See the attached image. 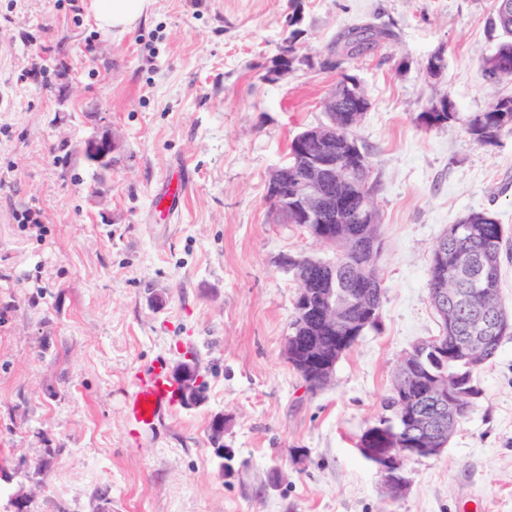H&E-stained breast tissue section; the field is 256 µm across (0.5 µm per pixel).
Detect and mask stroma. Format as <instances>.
Wrapping results in <instances>:
<instances>
[{
  "label": "stroma",
  "mask_w": 512,
  "mask_h": 512,
  "mask_svg": "<svg viewBox=\"0 0 512 512\" xmlns=\"http://www.w3.org/2000/svg\"><path fill=\"white\" fill-rule=\"evenodd\" d=\"M88 5L0 0V512H512V336L444 453L406 462L402 494L357 447L388 416L404 354L441 333L440 236L471 211L512 231V133L480 146L462 124L415 121L445 97L467 116L512 96L482 75L493 0H152L121 36ZM362 23L387 39L333 53ZM292 33L291 69L268 78ZM345 73L370 103L355 136L377 181L384 298L312 393L284 355L299 289L287 259L333 251L277 215L267 185L291 139L327 123ZM106 130L104 170L80 148ZM174 179L180 202L161 212ZM30 210L40 225L22 223ZM189 351L206 402L132 427L142 372ZM226 428V418L220 416L214 418L211 423V439L216 445L215 454L218 458L222 459L221 472L224 475V472L229 473L232 470L231 461L234 458V454L231 448H224V443H220L224 437V431ZM225 460V461H224Z\"/></svg>",
  "instance_id": "1"
}]
</instances>
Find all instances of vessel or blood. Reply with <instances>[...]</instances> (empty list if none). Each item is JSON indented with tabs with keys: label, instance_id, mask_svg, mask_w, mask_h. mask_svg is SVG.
<instances>
[{
	"label": "vessel or blood",
	"instance_id": "1",
	"mask_svg": "<svg viewBox=\"0 0 512 512\" xmlns=\"http://www.w3.org/2000/svg\"><path fill=\"white\" fill-rule=\"evenodd\" d=\"M175 385L164 359H156L144 371L125 403V415L134 426L152 427L174 405Z\"/></svg>",
	"mask_w": 512,
	"mask_h": 512
}]
</instances>
